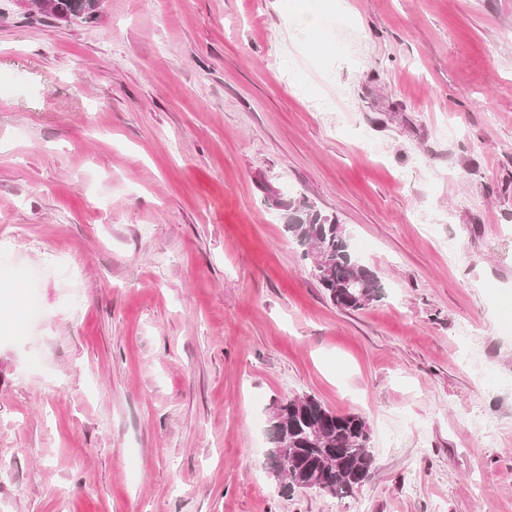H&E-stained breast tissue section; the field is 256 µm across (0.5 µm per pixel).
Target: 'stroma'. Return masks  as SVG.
<instances>
[{"label":"stroma","mask_w":512,"mask_h":512,"mask_svg":"<svg viewBox=\"0 0 512 512\" xmlns=\"http://www.w3.org/2000/svg\"><path fill=\"white\" fill-rule=\"evenodd\" d=\"M274 191L379 302L329 301ZM12 274L0 512H512V0H0ZM302 394L368 421L350 495L267 473ZM48 7L39 4L40 16L56 20L93 22L96 20L101 0H47ZM98 1V2H96Z\"/></svg>","instance_id":"1"}]
</instances>
